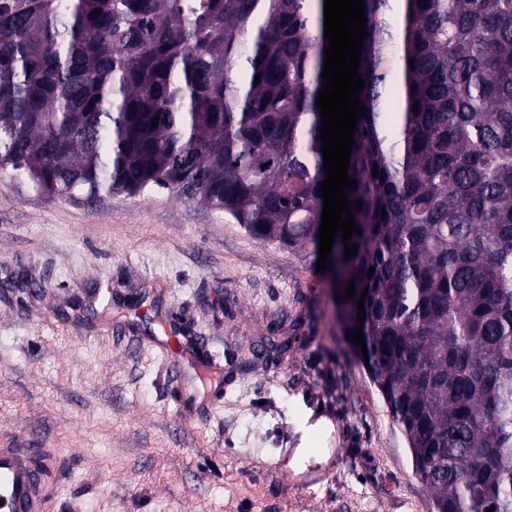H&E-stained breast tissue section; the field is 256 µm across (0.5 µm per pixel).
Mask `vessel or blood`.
Segmentation results:
<instances>
[{
    "label": "vessel or blood",
    "mask_w": 512,
    "mask_h": 512,
    "mask_svg": "<svg viewBox=\"0 0 512 512\" xmlns=\"http://www.w3.org/2000/svg\"><path fill=\"white\" fill-rule=\"evenodd\" d=\"M65 473L50 448L0 447V512H82L63 500Z\"/></svg>",
    "instance_id": "1"
}]
</instances>
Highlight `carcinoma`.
Listing matches in <instances>:
<instances>
[{"label":"carcinoma","instance_id":"1","mask_svg":"<svg viewBox=\"0 0 512 512\" xmlns=\"http://www.w3.org/2000/svg\"><path fill=\"white\" fill-rule=\"evenodd\" d=\"M323 7L0 0V170L78 203L166 189L319 248ZM364 14L343 330L436 512H512V0Z\"/></svg>","mask_w":512,"mask_h":512}]
</instances>
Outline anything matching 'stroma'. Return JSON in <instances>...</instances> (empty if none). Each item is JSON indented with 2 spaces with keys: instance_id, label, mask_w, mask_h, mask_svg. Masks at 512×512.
I'll return each instance as SVG.
<instances>
[{
  "instance_id": "obj_1",
  "label": "stroma",
  "mask_w": 512,
  "mask_h": 512,
  "mask_svg": "<svg viewBox=\"0 0 512 512\" xmlns=\"http://www.w3.org/2000/svg\"><path fill=\"white\" fill-rule=\"evenodd\" d=\"M317 260L165 189L83 204L0 171V444L60 449L84 512H435ZM170 328L219 399L183 402Z\"/></svg>"
}]
</instances>
